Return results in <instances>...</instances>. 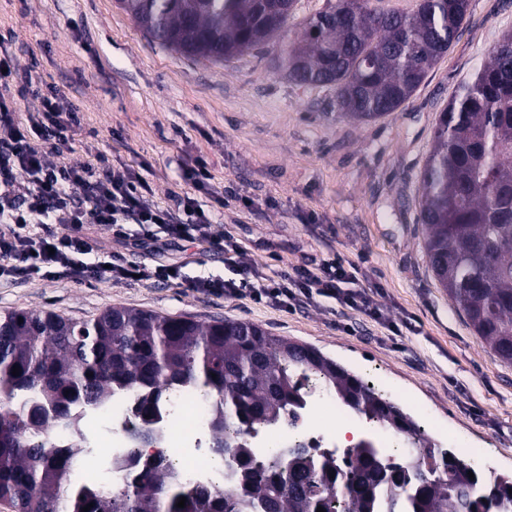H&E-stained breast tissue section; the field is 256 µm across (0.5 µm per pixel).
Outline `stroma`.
Segmentation results:
<instances>
[{"mask_svg": "<svg viewBox=\"0 0 512 512\" xmlns=\"http://www.w3.org/2000/svg\"><path fill=\"white\" fill-rule=\"evenodd\" d=\"M508 31L512 0H470L458 38L413 95L383 118L357 122L338 115L333 88L289 82L275 67V46L215 64L161 48L117 0H0V46L82 116L71 160L99 152L139 172L159 205L192 193L212 209L183 178L203 157L226 197L224 208L212 209L215 236L234 237L267 279L337 254L352 289L382 317L322 297L286 311L177 280L89 285L37 275L0 280V314L32 309L83 319L124 306L248 320L354 372L436 447L448 448L447 430L475 442L484 450L480 473L512 475V364L475 336L434 280L416 210L441 109ZM88 232L102 253L127 263L162 259L188 277L232 274L214 245L183 242L156 253L116 241L101 224Z\"/></svg>", "mask_w": 512, "mask_h": 512, "instance_id": "35a3bbf8", "label": "stroma"}]
</instances>
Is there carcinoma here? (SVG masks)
Returning a JSON list of instances; mask_svg holds the SVG:
<instances>
[{"label":"carcinoma","mask_w":512,"mask_h":512,"mask_svg":"<svg viewBox=\"0 0 512 512\" xmlns=\"http://www.w3.org/2000/svg\"><path fill=\"white\" fill-rule=\"evenodd\" d=\"M142 32L193 59L228 61L279 41L276 67L297 86H330L344 117L368 122L397 110L448 52L469 0H425L408 13L379 0L334 4L288 37L294 5L282 0H118ZM418 220L430 269L477 336L512 363V32L462 83L440 112L421 173ZM23 322H18V319ZM19 375H12L13 368ZM315 374L350 411L420 443L408 459L377 460V446L339 454L296 443L260 460L245 438L295 424ZM175 392L204 401L210 448L237 463L228 491L192 484L141 448L161 442V403ZM124 396L130 440L117 485L77 484L88 409ZM405 412L318 349L272 336L245 321L200 322L182 315L112 306L88 320L49 311L0 315V501L13 512H460L461 477L471 512L512 477L490 487L474 465L417 437ZM68 434L54 442L50 432ZM185 507H177L180 498Z\"/></svg>","instance_id":"carcinoma-1"}]
</instances>
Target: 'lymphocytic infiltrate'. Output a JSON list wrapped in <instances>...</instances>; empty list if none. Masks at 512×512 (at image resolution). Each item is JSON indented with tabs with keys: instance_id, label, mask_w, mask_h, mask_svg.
Masks as SVG:
<instances>
[{
	"instance_id": "f902f5d3",
	"label": "lymphocytic infiltrate",
	"mask_w": 512,
	"mask_h": 512,
	"mask_svg": "<svg viewBox=\"0 0 512 512\" xmlns=\"http://www.w3.org/2000/svg\"><path fill=\"white\" fill-rule=\"evenodd\" d=\"M38 98L28 126L15 124V98ZM77 110L61 112L53 98L41 95L31 76L20 74L13 56L0 49V278L38 274L50 279L87 283L119 281L140 275L158 281L184 280L187 287L227 297L243 294L283 308L331 297L341 304L376 316L377 309L362 292L350 289L352 279L339 258L321 260L298 275H281L266 283L249 276L183 278L180 269L160 264L104 265L92 259L85 234L90 224H104L117 238L127 225H137V245L166 241L204 242L212 238L210 216L195 198L183 196L177 209L160 207L150 186L134 169L98 167L68 161L63 147L80 127ZM24 189H17L18 180Z\"/></svg>"
}]
</instances>
